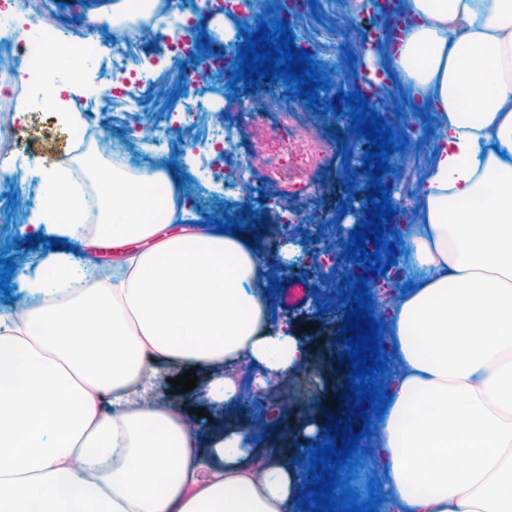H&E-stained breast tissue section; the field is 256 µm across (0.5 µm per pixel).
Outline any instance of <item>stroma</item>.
I'll return each instance as SVG.
<instances>
[{"label":"stroma","mask_w":512,"mask_h":512,"mask_svg":"<svg viewBox=\"0 0 512 512\" xmlns=\"http://www.w3.org/2000/svg\"><path fill=\"white\" fill-rule=\"evenodd\" d=\"M369 0H317L303 4L289 13L288 23L313 59L323 66H333L341 52H353V72L341 82L342 90L364 86L369 108L375 109L394 132H407L414 143L400 155L391 156L398 201L402 208L417 214L416 200L434 147L433 135L427 134L422 115L430 111L428 101L409 99L404 86L388 80V62L383 48L390 40L396 16L402 15L406 0H387L384 9L374 10L372 20L377 31L375 40H366L356 25L360 10ZM112 64L107 56H98L95 67L83 79L74 99L87 126L105 130L109 148L129 152L137 165L155 161L177 162L178 177L186 191L177 199L182 223L203 224L219 213L222 205L240 209L242 200L232 199L223 184L201 181L195 175L193 147L202 146L217 115L206 116L192 132L170 128L165 118L175 104L169 90L179 77L178 68L160 73L150 93H139L135 103L113 100L93 104L91 98L100 84L109 81ZM258 115L236 126L233 154L226 161L233 170H246L253 185L288 206L287 220L292 226L335 223L341 240H348L351 230L362 219L361 197H343L340 185L348 173H359L361 144L346 125L336 122L332 114H321L284 94L253 97ZM20 125L15 144L0 146V258L12 259L11 294L0 293V305L6 297H19L21 275L34 269L46 243L37 249H17L14 240L20 233L34 235L28 226V207L19 194V180L32 160L46 167L71 156L73 143L69 127L57 120L54 112L16 110ZM416 273L411 256L398 255L395 265L373 277L370 286L381 311L391 309L405 283ZM266 278L278 280L273 319L306 348L307 361L295 365L282 377L283 383L303 382L320 394L316 412L304 410L296 403L275 409V433H264L261 424H250L246 447L251 455L266 449H279L288 463H295L303 448L322 443L321 428L327 412L333 411L340 393L345 390L348 371L341 364V351L330 338L336 324L330 316L319 315L318 302L324 301L332 274H325L316 288H290L287 275L280 269L266 271Z\"/></svg>","instance_id":"obj_1"}]
</instances>
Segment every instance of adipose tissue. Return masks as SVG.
Listing matches in <instances>:
<instances>
[{"mask_svg":"<svg viewBox=\"0 0 512 512\" xmlns=\"http://www.w3.org/2000/svg\"><path fill=\"white\" fill-rule=\"evenodd\" d=\"M407 15L389 66L433 98L438 145L412 240L427 277L394 307L371 453L390 512H512V0H410ZM51 65L43 108L82 125L81 68ZM35 175L29 224L84 255L55 248L20 283L30 305L0 314V512H288L298 468L248 457L239 428L198 445L182 409L139 401L163 364L305 359L272 323L260 249L174 227L160 162L147 176L82 155ZM108 249L122 261L95 276Z\"/></svg>","mask_w":512,"mask_h":512,"instance_id":"adipose-tissue-1","label":"adipose tissue"}]
</instances>
